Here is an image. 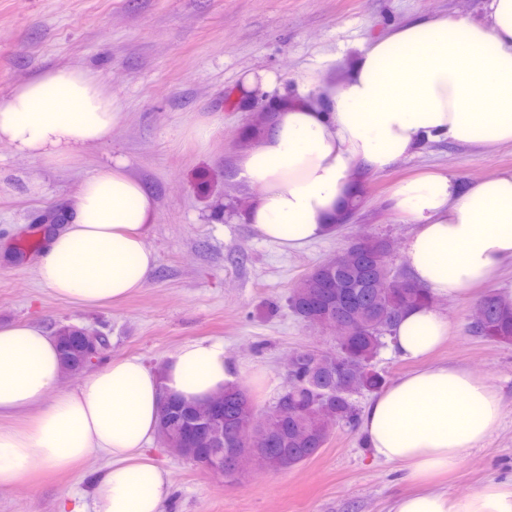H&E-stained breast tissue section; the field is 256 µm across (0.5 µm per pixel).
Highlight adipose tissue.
Wrapping results in <instances>:
<instances>
[{"mask_svg": "<svg viewBox=\"0 0 512 512\" xmlns=\"http://www.w3.org/2000/svg\"><path fill=\"white\" fill-rule=\"evenodd\" d=\"M482 9L478 18L398 25L355 44L341 80L300 81L238 156L239 180L258 190L239 220L299 249L333 233L365 176L428 142L512 144V0H482ZM123 117L95 72L55 67L0 97V141L35 160H72ZM125 166L113 160L82 181L67 224L49 235L35 265L39 282L76 307L127 298L156 266L146 245L155 200ZM388 202L414 226L406 263L434 298L469 295L512 261V168L468 183L432 170L394 185ZM448 334L438 308H416L398 322L391 346L418 360ZM64 372L58 340L41 324L0 325V487L37 465L61 471L104 455L90 508L71 512H162L172 482L146 446L158 435L163 398L195 403L241 381L223 343L205 340L179 346L161 370L136 356L116 359L61 392ZM499 424L498 392L487 379L433 364L375 393L359 429L374 459L428 481L455 471ZM391 512H512V481L490 479L464 497L401 495Z\"/></svg>", "mask_w": 512, "mask_h": 512, "instance_id": "adipose-tissue-1", "label": "adipose tissue"}]
</instances>
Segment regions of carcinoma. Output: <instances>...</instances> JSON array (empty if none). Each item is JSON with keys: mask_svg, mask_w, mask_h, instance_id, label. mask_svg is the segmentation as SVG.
<instances>
[{"mask_svg": "<svg viewBox=\"0 0 512 512\" xmlns=\"http://www.w3.org/2000/svg\"><path fill=\"white\" fill-rule=\"evenodd\" d=\"M268 113L256 107L251 122L243 129L241 143L253 144L262 134ZM391 243L385 239L370 238L360 246L337 254L338 261L318 265L293 288L290 305L306 323L313 322L310 297L317 284L332 280L342 285L355 286L361 294V304L355 310H340L339 316L348 324L349 334L338 341V347L352 367L340 371L336 367V353L321 354L314 362H306L294 369L300 384L281 392L269 409L272 411L273 430L281 446L264 450V455L224 451V476L233 477L248 467L262 464L276 468L283 460L303 463L318 454L339 426L353 427L358 422L359 407L356 396L374 393L386 384L385 375L373 361L392 336L396 323L406 310L433 302L427 289L414 284L409 277L388 267L387 255ZM391 275L390 287L377 288L385 275ZM478 315L471 323V332L487 341L512 344V302L496 294L485 296L478 303ZM65 369L75 372L85 366L79 345L62 348ZM224 401V443L236 440L245 428L250 396L241 386L224 388L218 395ZM196 412V406L176 398L161 405L159 435L164 438Z\"/></svg>", "mask_w": 512, "mask_h": 512, "instance_id": "obj_1", "label": "carcinoma"}]
</instances>
